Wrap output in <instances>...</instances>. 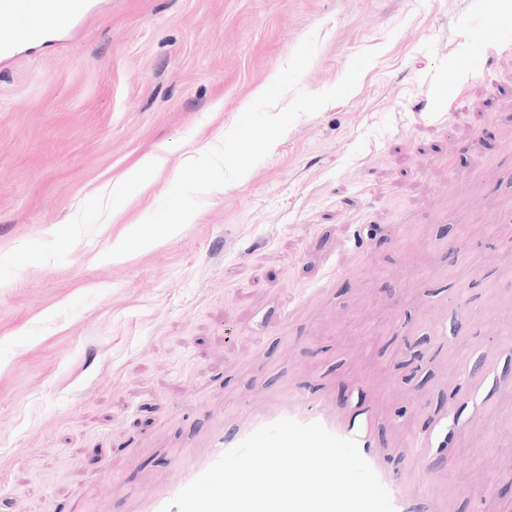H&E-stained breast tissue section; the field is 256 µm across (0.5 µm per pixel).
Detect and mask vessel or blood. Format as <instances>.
<instances>
[{"label": "vessel or blood", "instance_id": "b4317fda", "mask_svg": "<svg viewBox=\"0 0 512 512\" xmlns=\"http://www.w3.org/2000/svg\"><path fill=\"white\" fill-rule=\"evenodd\" d=\"M282 418L301 423L320 422L333 434L355 440L363 457L368 461L379 480L387 488L395 512H411V496L406 484L397 479L380 462L375 449L372 419L364 409H357L348 418H336L327 400L301 394L287 404L268 412L249 417L243 424L217 434L204 455L185 454L177 464L178 477L167 488L147 494L142 499V512H160L180 490L211 466L226 450L237 445L258 428ZM447 422L437 423L434 432L415 436L412 441L413 465L427 462L428 450L435 445L437 433L447 431Z\"/></svg>", "mask_w": 512, "mask_h": 512}]
</instances>
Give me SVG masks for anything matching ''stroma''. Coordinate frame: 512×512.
I'll use <instances>...</instances> for the list:
<instances>
[{
  "instance_id": "obj_1",
  "label": "stroma",
  "mask_w": 512,
  "mask_h": 512,
  "mask_svg": "<svg viewBox=\"0 0 512 512\" xmlns=\"http://www.w3.org/2000/svg\"><path fill=\"white\" fill-rule=\"evenodd\" d=\"M312 34L311 93L379 55L176 239L106 260ZM160 146L147 191L114 198ZM511 212L497 0H86L0 54V512H141L182 449L298 390L366 407L423 512H499ZM443 418L429 467L405 466Z\"/></svg>"
}]
</instances>
